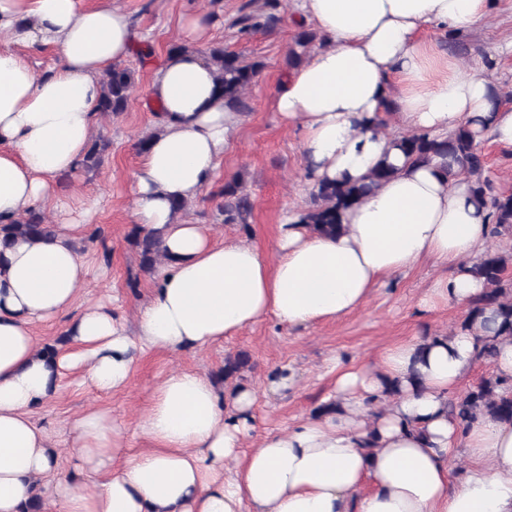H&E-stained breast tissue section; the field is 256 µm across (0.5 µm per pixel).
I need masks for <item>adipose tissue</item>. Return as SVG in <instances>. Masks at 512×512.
Masks as SVG:
<instances>
[{"label":"adipose tissue","mask_w":512,"mask_h":512,"mask_svg":"<svg viewBox=\"0 0 512 512\" xmlns=\"http://www.w3.org/2000/svg\"><path fill=\"white\" fill-rule=\"evenodd\" d=\"M495 0H299L325 36L276 95V110L303 132L308 182L357 181L380 162L393 174L345 209L327 235L300 213L277 227L274 255L242 240L216 242L205 225L179 220L195 204L242 123L216 89L202 45L206 14L184 17L185 50L166 55L147 88L157 114L135 176L131 217L161 229L162 259L135 330L111 304H88L70 326L77 349L48 356L31 327L69 310L100 276L75 241L95 201L61 197L56 178L76 172L98 117L106 70L128 57V15L82 0H0V225L52 209L49 239L0 244V512L40 499L62 512H512V420L479 410L470 426L448 401L494 343L495 374L512 388V336L483 323L386 348L370 368L334 365L335 412L252 442L255 387L218 386L206 372L176 370L155 387L128 453L110 413L73 424L81 488L59 475V453L33 413L67 371L100 391L125 386L139 352L195 351L266 319L295 328L365 307L381 281L424 260L448 270L420 306L468 307L487 283L472 266L494 240L470 181L440 160L408 161L402 136L445 139L465 125L512 146V107L483 73L439 52L436 36L489 19ZM55 49L36 70L26 51ZM461 463L459 481L450 466Z\"/></svg>","instance_id":"obj_1"}]
</instances>
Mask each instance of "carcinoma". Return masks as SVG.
Wrapping results in <instances>:
<instances>
[{
    "mask_svg": "<svg viewBox=\"0 0 512 512\" xmlns=\"http://www.w3.org/2000/svg\"><path fill=\"white\" fill-rule=\"evenodd\" d=\"M281 0H264L262 6L242 14L237 20L239 32L248 34L264 29L276 19L275 11ZM209 60L216 67L218 90L224 95L227 104L237 112L248 109L246 91L251 85L262 63L244 64L234 54L224 52V48L209 49ZM133 85V72L127 67L112 66L103 78V94L99 103V112L112 114L124 111ZM397 146L408 158L423 160L431 155L446 156L450 163L458 166V172L467 174L471 182V191L477 206L490 211L495 234L512 232V195L498 191L486 176V162L473 133L462 126L448 139L438 141L420 135H407L397 141ZM109 143L103 139L91 141L84 163L97 166L102 162ZM393 169L387 165L376 167L362 182L331 181L322 182L312 192V205L303 210V223L326 232L336 233L341 225V211L362 198L373 186L387 179ZM224 215L227 223H245L253 204L250 195L240 190L233 182L224 184ZM54 234V225L45 223L39 212H30L15 224L0 227V241L7 242L15 235L30 238H44ZM161 231L133 234V244L139 250L141 267L153 269L160 259L159 243ZM512 261V255L506 252H486L473 265L472 273L484 279L489 291L472 302L462 328L467 329L479 318L486 306L497 307L500 318L499 331L512 334V289L504 284L503 274ZM501 380L495 376L483 379L465 396L452 400L449 407L463 421L472 419L482 407L490 409L504 419L512 420V395H498Z\"/></svg>",
    "mask_w": 512,
    "mask_h": 512,
    "instance_id": "carcinoma-1",
    "label": "carcinoma"
}]
</instances>
